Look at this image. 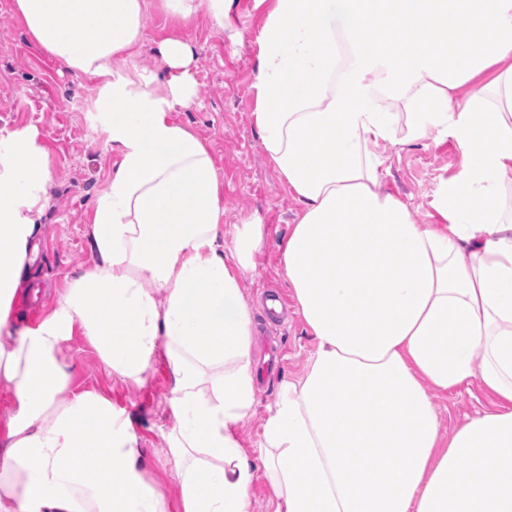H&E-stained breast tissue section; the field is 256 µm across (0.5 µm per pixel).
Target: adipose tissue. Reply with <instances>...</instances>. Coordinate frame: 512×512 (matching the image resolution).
I'll use <instances>...</instances> for the list:
<instances>
[{
    "mask_svg": "<svg viewBox=\"0 0 512 512\" xmlns=\"http://www.w3.org/2000/svg\"><path fill=\"white\" fill-rule=\"evenodd\" d=\"M14 8L43 53L98 79L114 161L91 265L19 329L51 167L34 127L0 128V512H168L129 414L71 390L59 350L77 331L127 381L165 359L182 512H251L260 467L277 512H512V0H273L253 118L300 206L281 263L316 350L280 383L256 461L237 433L257 383L242 281L266 227L246 216L220 242L223 182L175 118L197 99L189 43L132 75L114 64L143 45L144 0ZM447 135L463 172L422 224L383 189L379 148ZM474 380L494 409L442 438L434 394Z\"/></svg>",
    "mask_w": 512,
    "mask_h": 512,
    "instance_id": "ef3b65f1",
    "label": "adipose tissue"
}]
</instances>
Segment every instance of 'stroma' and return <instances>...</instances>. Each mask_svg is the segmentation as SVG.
<instances>
[{
    "label": "stroma",
    "mask_w": 512,
    "mask_h": 512,
    "mask_svg": "<svg viewBox=\"0 0 512 512\" xmlns=\"http://www.w3.org/2000/svg\"><path fill=\"white\" fill-rule=\"evenodd\" d=\"M144 44L126 65L127 71L164 69L160 43L170 37L192 47L197 103L178 112V119L210 147L224 184V238L232 240L242 215L253 214L267 226V235L255 267L244 281L245 297L259 308L270 290L291 298L280 249L288 238L299 205L269 160L253 113L259 55V32L273 0H232L223 25L207 15L180 27L175 18L146 0ZM14 0H0V127L34 125L47 148L52 181L42 217L38 256L29 267V280L40 288L38 297L22 296L15 303V321L35 324L65 293L91 260L86 216L107 184L112 163L104 149V135L92 121L70 106L93 108L97 82L68 69L38 50L30 41L13 8ZM384 183L414 210L420 223L436 220L440 187L463 170L460 149L452 137L433 143L389 144L382 147ZM256 334L275 336L281 349L279 364L257 384L253 415L238 426L245 452L258 456L262 423L273 405L282 380L304 374L315 350L296 306L280 325L255 316ZM71 385L79 391L111 398L116 408L130 414L140 438L146 476L168 503V512H181L178 478L169 454L167 434L175 425L167 401L172 379L165 362H156L143 384L112 375L82 333L62 344ZM440 432L451 436L469 419L492 409L493 399L479 385L433 396Z\"/></svg>",
    "instance_id": "1"
}]
</instances>
